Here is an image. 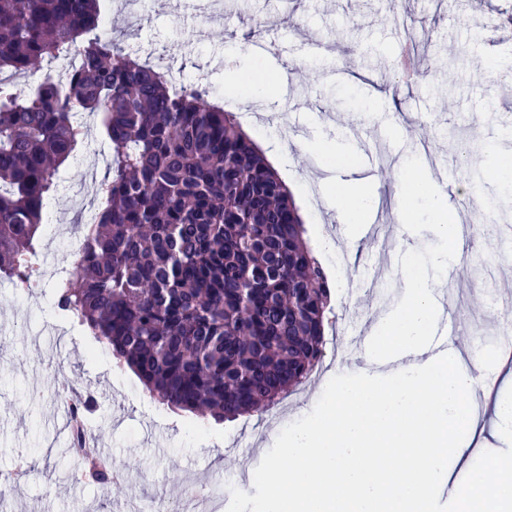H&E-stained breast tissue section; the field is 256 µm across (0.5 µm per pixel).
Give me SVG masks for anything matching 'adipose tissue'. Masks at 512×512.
Returning a JSON list of instances; mask_svg holds the SVG:
<instances>
[{"label":"adipose tissue","instance_id":"1","mask_svg":"<svg viewBox=\"0 0 512 512\" xmlns=\"http://www.w3.org/2000/svg\"><path fill=\"white\" fill-rule=\"evenodd\" d=\"M419 211L435 246L407 264L399 305L381 318L374 348L384 356L426 349L434 295L463 253L445 193ZM507 366L498 353L470 363L453 351L388 375L369 359L337 376L334 394L264 460L252 512H512V397L486 381ZM487 446L493 454L450 487L449 461Z\"/></svg>","mask_w":512,"mask_h":512}]
</instances>
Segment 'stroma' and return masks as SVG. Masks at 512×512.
Here are the masks:
<instances>
[{"label":"stroma","instance_id":"obj_1","mask_svg":"<svg viewBox=\"0 0 512 512\" xmlns=\"http://www.w3.org/2000/svg\"><path fill=\"white\" fill-rule=\"evenodd\" d=\"M125 0H105V31L123 38L127 48L151 61H163L171 73L208 83L225 111L242 120L256 145L277 147L275 167L301 211L307 239L326 271L336 282L332 323L325 327L321 374L302 392L278 406L234 421L217 422L190 413L171 411L142 389L129 369L118 368L111 355L82 326L59 313L51 299L52 275L38 287L0 289V470L32 461L47 477L27 484L0 504V512H137L144 503L174 491L190 493L198 483L222 488L236 482L243 467L258 469L259 451L274 454L298 409L314 411L316 392L331 388L332 377L345 364L352 332L377 329L379 315L388 306L385 295L398 293L401 267L383 266L380 250L366 237L358 241L363 257L355 267L339 270L323 245L333 239L341 252L352 243L345 236L334 209L336 183L379 186L378 206L367 216L370 224L401 227L395 249L403 259L430 248L422 224H407L395 210L393 194L404 175L392 168L382 175L385 157L420 158L426 149L414 143L406 128L418 122L434 128L437 138L429 150L448 153L446 134L473 142L481 152L476 162L481 179L467 182L457 172L452 182L418 184V195L442 190L450 205L469 210L480 241L466 266L479 261L496 264L500 283L477 287L468 277L454 281L459 341L473 357L492 353V338L502 327L500 291L512 287V260L503 261L507 238L487 232L477 198H497L512 188L495 160L499 117L512 114V80L491 66L474 69V58L488 55L512 61V0H293V21H285L279 0H140L138 20H130ZM264 15L269 23L249 35L251 17ZM330 45V52L314 57L306 52L302 31ZM412 30L426 32L418 46V66L426 70L422 83L399 84L389 59ZM270 45L266 63L283 68L287 78L266 103L243 106L224 81L225 67H247L256 44ZM358 64L359 79L346 83L329 77L345 60ZM396 102L391 112L378 109L379 96ZM351 141L347 164L328 170L311 151L318 142ZM108 156L81 154L62 166L59 188L46 209L38 263L54 270L67 262L68 235L75 231L79 204L91 198L94 181L108 173ZM377 276L381 285L367 292L362 276ZM68 385L88 389L95 397L92 423L103 434L114 463L124 465L129 477L107 490L87 482H71L74 461L69 441L56 413L57 375ZM40 387L42 398L29 392Z\"/></svg>","mask_w":512,"mask_h":512}]
</instances>
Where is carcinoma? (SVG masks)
I'll return each instance as SVG.
<instances>
[{
	"instance_id": "cac0c4a2",
	"label": "carcinoma",
	"mask_w": 512,
	"mask_h": 512,
	"mask_svg": "<svg viewBox=\"0 0 512 512\" xmlns=\"http://www.w3.org/2000/svg\"><path fill=\"white\" fill-rule=\"evenodd\" d=\"M103 0H0V280L37 277L38 231L79 114L112 145L96 221L54 288L73 317L167 406L232 420L274 406L324 355L332 284L275 170L207 88L100 34ZM64 61L22 91L12 77ZM70 418L82 475L110 489L109 458Z\"/></svg>"
}]
</instances>
